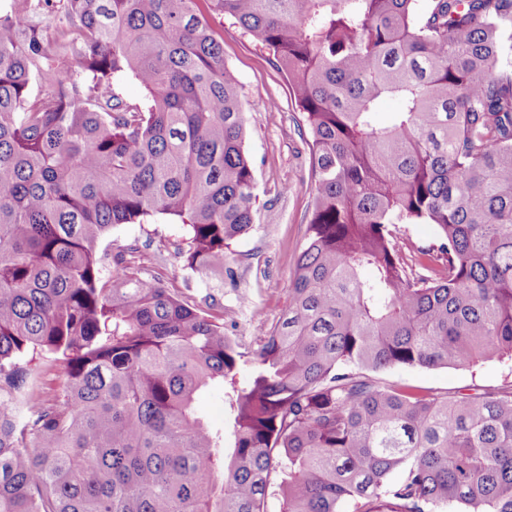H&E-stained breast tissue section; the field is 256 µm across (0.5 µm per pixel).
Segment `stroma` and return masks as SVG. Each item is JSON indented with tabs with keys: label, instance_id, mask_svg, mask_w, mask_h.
Listing matches in <instances>:
<instances>
[{
	"label": "stroma",
	"instance_id": "1",
	"mask_svg": "<svg viewBox=\"0 0 512 512\" xmlns=\"http://www.w3.org/2000/svg\"><path fill=\"white\" fill-rule=\"evenodd\" d=\"M223 25L224 62L243 87L245 147L255 163L260 205L254 228L230 247V275L219 283L186 270L176 256L184 233L162 219L115 227L99 248L132 250L136 265L183 299L212 297V311L223 317L228 332L255 346L288 302L295 262L305 243L312 196L310 149L288 80L272 55L231 20ZM387 377L434 392L470 387L490 391L512 381V362L490 361L470 370L399 368Z\"/></svg>",
	"mask_w": 512,
	"mask_h": 512
}]
</instances>
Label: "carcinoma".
Listing matches in <instances>:
<instances>
[{"label":"carcinoma","mask_w":512,"mask_h":512,"mask_svg":"<svg viewBox=\"0 0 512 512\" xmlns=\"http://www.w3.org/2000/svg\"><path fill=\"white\" fill-rule=\"evenodd\" d=\"M224 17L310 137L306 241L256 348L98 250L161 216L224 281L258 211ZM505 359L512 0H0V512H512V384L382 377ZM196 406L210 425L219 427L224 424V401L216 390L200 391L196 397Z\"/></svg>","instance_id":"cac0c4a2"}]
</instances>
